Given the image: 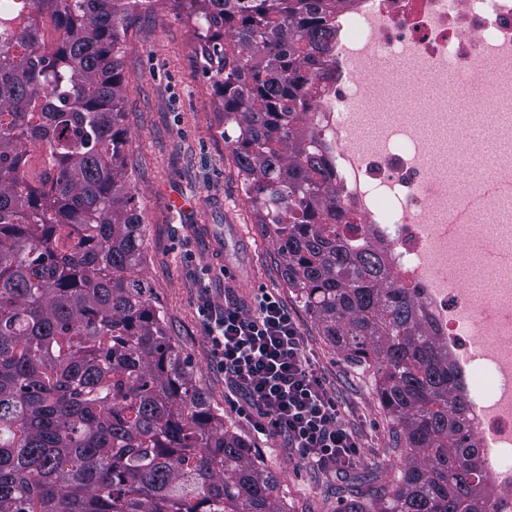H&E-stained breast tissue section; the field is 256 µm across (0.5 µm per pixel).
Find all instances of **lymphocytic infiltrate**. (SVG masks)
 <instances>
[{
    "label": "lymphocytic infiltrate",
    "instance_id": "1",
    "mask_svg": "<svg viewBox=\"0 0 512 512\" xmlns=\"http://www.w3.org/2000/svg\"><path fill=\"white\" fill-rule=\"evenodd\" d=\"M211 353L242 397L230 406L260 435L286 438L299 465L336 472L355 467L360 437L344 422L335 394L306 354L295 317L267 289L250 306L202 300Z\"/></svg>",
    "mask_w": 512,
    "mask_h": 512
}]
</instances>
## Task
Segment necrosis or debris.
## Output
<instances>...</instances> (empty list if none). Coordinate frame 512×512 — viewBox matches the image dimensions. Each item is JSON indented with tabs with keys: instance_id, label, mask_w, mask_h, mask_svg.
<instances>
[{
	"instance_id": "obj_1",
	"label": "necrosis or debris",
	"mask_w": 512,
	"mask_h": 512,
	"mask_svg": "<svg viewBox=\"0 0 512 512\" xmlns=\"http://www.w3.org/2000/svg\"><path fill=\"white\" fill-rule=\"evenodd\" d=\"M322 58L325 77L306 116L344 208L375 238L413 288L462 378L495 489L491 512H512V193L485 197L469 219L460 204L479 185L512 175V154L490 152L475 132L449 129L457 98L448 80L479 85L495 136L512 141V0H347ZM424 69L426 87L405 79ZM460 183L448 198L446 182ZM480 236L490 254L477 285L440 276Z\"/></svg>"
}]
</instances>
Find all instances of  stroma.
<instances>
[{
    "label": "stroma",
    "instance_id": "obj_1",
    "mask_svg": "<svg viewBox=\"0 0 512 512\" xmlns=\"http://www.w3.org/2000/svg\"><path fill=\"white\" fill-rule=\"evenodd\" d=\"M119 58L128 86L126 163L145 228L141 275L163 316L164 330L188 358L207 404L261 450L286 512H338L342 497L337 489L345 475L297 468L284 439L256 435L232 411L224 372L212 361L198 314L200 297L208 295L220 304L229 296L246 304L257 289L265 288L282 300L301 328L314 367L335 393L346 424L364 443L356 471L365 476L400 464L389 451L393 424L379 402L372 373L342 358L285 282L276 245L257 224L244 196L192 24L155 0L139 11ZM177 196L192 198L194 207L173 211ZM228 224L239 225L242 233L225 235L227 259L222 262L212 254V235Z\"/></svg>",
    "mask_w": 512,
    "mask_h": 512
}]
</instances>
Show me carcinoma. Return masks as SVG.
<instances>
[{
  "label": "carcinoma",
  "instance_id": "obj_1",
  "mask_svg": "<svg viewBox=\"0 0 512 512\" xmlns=\"http://www.w3.org/2000/svg\"><path fill=\"white\" fill-rule=\"evenodd\" d=\"M345 0H166L288 287L396 424L400 475L339 512H487L470 407L414 289L345 221L304 119ZM133 0H0V512H285L207 407L147 285L118 45Z\"/></svg>",
  "mask_w": 512,
  "mask_h": 512
}]
</instances>
